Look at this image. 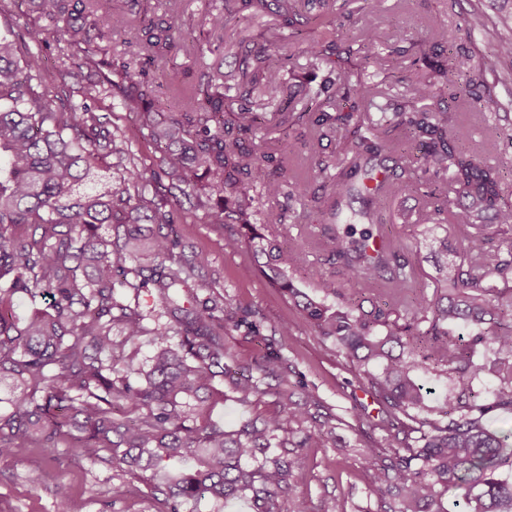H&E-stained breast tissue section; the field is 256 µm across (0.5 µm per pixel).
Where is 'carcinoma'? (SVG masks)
Instances as JSON below:
<instances>
[{
	"mask_svg": "<svg viewBox=\"0 0 512 512\" xmlns=\"http://www.w3.org/2000/svg\"><path fill=\"white\" fill-rule=\"evenodd\" d=\"M347 4L224 0L204 17L217 30L234 19L277 16L289 48L339 73L348 97L374 108L324 111L307 122L291 108L297 91L282 78L277 50L245 56L230 98L219 69L192 84L167 72L173 112L158 121V83L144 63L181 48L193 24L173 13L144 29L146 40L133 53L101 46L134 37L148 0H133L118 14L101 0H39L41 17L77 58L78 105L55 106L42 56L20 58L0 35V386L8 388L0 398L7 404L0 459L14 458L24 442L51 448L66 437L74 457L143 474L164 495L161 512L203 501L302 512L293 508L288 421H308L307 406H319L315 392L304 387L305 404L293 401L277 359L256 358L244 373L226 368L224 331L244 325L257 336L260 326L224 314V299L195 273L203 258L174 261L176 242L164 228L181 209L176 194L132 196L129 185L151 184L132 162L110 185H99L98 160L124 158L131 143L96 114L95 103L112 95L142 116L174 188L192 189L208 223L244 229L232 246L265 257L260 274L300 308L381 405L383 417L373 425L380 437L364 441L376 512H512V430L495 427L512 416V204L504 201L500 169L479 158L497 144L471 143L462 121L467 106L480 105L477 115L486 121L501 103L489 94L486 68L444 50L414 62L401 106L368 101L379 94L370 70L379 36L360 41L343 33ZM490 35L497 56L512 62V26ZM450 83L458 84L455 106L415 109ZM270 105L276 110L266 119L260 110ZM260 130L278 154L246 144ZM339 130L344 159L317 155L315 143ZM305 151L313 166L293 167ZM441 173L449 184L432 181ZM450 187L462 200L456 211L448 210ZM403 193L422 200L428 220L414 252L448 223L462 234V258L440 269L430 298L424 274L380 218ZM282 198L311 206V246L340 268L316 272L315 297L292 276L309 263L305 246L285 248L278 234L263 233L285 224ZM25 225L30 233H16ZM118 275L134 304L118 299ZM19 297L49 302L22 318ZM142 336L152 345L144 363L134 365L136 350L125 367L112 363L114 348ZM218 376L222 391L214 386ZM267 393L290 418L278 413L228 430L210 416L213 396L247 406ZM334 419L329 414L306 431L304 442L323 438ZM57 468L55 457H45L28 483L41 486Z\"/></svg>",
	"mask_w": 512,
	"mask_h": 512,
	"instance_id": "cac0c4a2",
	"label": "carcinoma"
}]
</instances>
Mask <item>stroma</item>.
<instances>
[{
	"instance_id": "obj_1",
	"label": "stroma",
	"mask_w": 512,
	"mask_h": 512,
	"mask_svg": "<svg viewBox=\"0 0 512 512\" xmlns=\"http://www.w3.org/2000/svg\"><path fill=\"white\" fill-rule=\"evenodd\" d=\"M460 5L450 0H411L402 6L400 0H381L368 25L378 34L403 29L407 41L384 49L375 65L382 81L381 88L392 102L402 103L407 94L405 80L417 53L416 39L426 35L427 23L442 22L448 26V49L469 51L474 61L491 69H501L492 43L483 35L468 31ZM278 23L264 15L248 25H227L212 32L202 51L182 50L174 63L193 70L222 69L225 85H232L238 75V63L247 41V48L277 45ZM0 34L14 40L22 52L40 54L47 72L58 75L70 66L56 43L55 34L45 28L34 0H0ZM183 209L175 234L180 240L175 255L181 260L202 257L198 274L206 279L213 292L224 298V308L235 315L254 313L265 329L261 336L245 335L241 330L224 334L225 361L231 366L246 365L257 352L288 360V384L303 382L313 389L323 412L340 418L331 436L302 447L305 428L291 424L294 442L288 451L296 482L295 492L301 496L307 512H367L375 498L369 490V477L363 452V438L353 430L354 414L365 410L370 419L380 416L377 403L372 402L359 387L342 356L329 349L314 328L276 289L270 288L256 273L259 257L244 250L227 247L229 238L239 236L235 224L207 223L202 212L194 207L193 197L182 199ZM288 321L287 335L271 333V324ZM275 396L264 394L249 406L230 400L217 401L213 418L232 427L255 417L280 412ZM66 442H59L58 475L48 477L38 488L26 481L29 470L42 465L43 449L27 447L17 459L0 461V512H54L60 497H68L71 512H157L159 504L136 475L112 470L107 464L88 458L74 459L66 452Z\"/></svg>"
}]
</instances>
